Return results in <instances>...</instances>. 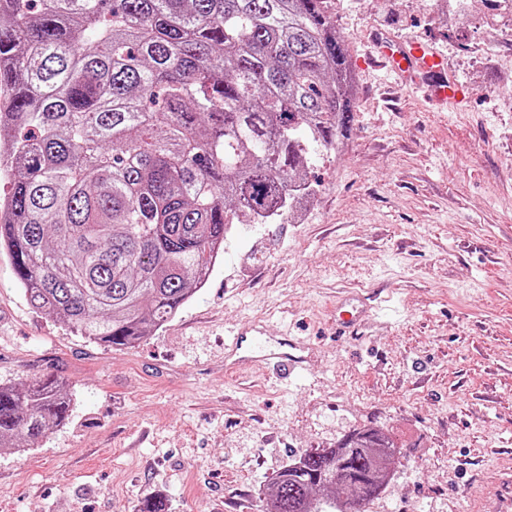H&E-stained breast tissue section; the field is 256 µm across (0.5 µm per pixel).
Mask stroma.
Returning <instances> with one entry per match:
<instances>
[{
    "instance_id": "stroma-1",
    "label": "stroma",
    "mask_w": 512,
    "mask_h": 512,
    "mask_svg": "<svg viewBox=\"0 0 512 512\" xmlns=\"http://www.w3.org/2000/svg\"><path fill=\"white\" fill-rule=\"evenodd\" d=\"M358 75L343 152L286 224H234L204 287L113 349L33 312L0 256V384L54 373L69 423L0 452V512H262L297 455L375 428L401 463L365 512H500L512 469V28L486 0H328ZM434 45L467 108L426 105L370 59L376 32ZM381 301L336 332L344 300ZM263 321L315 357L304 379L225 373L226 326Z\"/></svg>"
}]
</instances>
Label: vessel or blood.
Masks as SVG:
<instances>
[{
    "mask_svg": "<svg viewBox=\"0 0 512 512\" xmlns=\"http://www.w3.org/2000/svg\"><path fill=\"white\" fill-rule=\"evenodd\" d=\"M374 54L398 75L422 91L430 104L455 106L464 99V89L440 54L422 44H405L390 35H376ZM260 328L236 333L226 347L225 365L243 371L253 366L276 371L285 379L301 375L306 369L307 355H295L288 341L269 345L262 341Z\"/></svg>",
    "mask_w": 512,
    "mask_h": 512,
    "instance_id": "b4317fda",
    "label": "vessel or blood"
}]
</instances>
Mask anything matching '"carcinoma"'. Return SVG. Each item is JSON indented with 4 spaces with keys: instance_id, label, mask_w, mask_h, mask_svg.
<instances>
[{
    "instance_id": "carcinoma-1",
    "label": "carcinoma",
    "mask_w": 512,
    "mask_h": 512,
    "mask_svg": "<svg viewBox=\"0 0 512 512\" xmlns=\"http://www.w3.org/2000/svg\"><path fill=\"white\" fill-rule=\"evenodd\" d=\"M356 83L326 0H0V254L29 305L135 346L203 287L228 225L310 202ZM71 412L59 375L0 385V447ZM397 453L372 428L303 453L264 512H357Z\"/></svg>"
}]
</instances>
